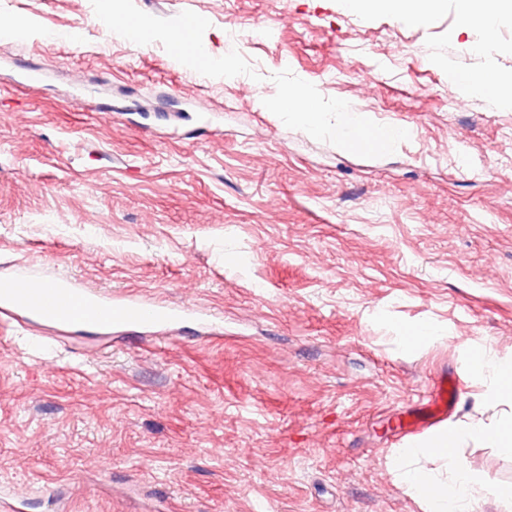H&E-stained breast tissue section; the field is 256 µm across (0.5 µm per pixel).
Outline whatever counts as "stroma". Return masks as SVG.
<instances>
[{"label": "stroma", "mask_w": 512, "mask_h": 512, "mask_svg": "<svg viewBox=\"0 0 512 512\" xmlns=\"http://www.w3.org/2000/svg\"><path fill=\"white\" fill-rule=\"evenodd\" d=\"M1 17L18 31L0 33V278L44 268L224 333L0 315V486L24 512H425L391 443L435 376L462 385L449 422L512 413L465 371L476 346L512 360V107L449 94L446 70L512 80V17L490 36L457 0L417 24L343 0H0ZM189 18L212 64L173 44ZM231 20L270 35L231 44ZM291 86L324 134L279 111ZM340 102L407 134L340 149ZM420 324L439 337L415 347ZM458 452L512 484V447Z\"/></svg>", "instance_id": "1"}]
</instances>
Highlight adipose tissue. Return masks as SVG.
Listing matches in <instances>:
<instances>
[{"label": "adipose tissue", "mask_w": 512, "mask_h": 512, "mask_svg": "<svg viewBox=\"0 0 512 512\" xmlns=\"http://www.w3.org/2000/svg\"><path fill=\"white\" fill-rule=\"evenodd\" d=\"M443 0H347L346 6L354 12L380 8L412 21H419L439 10ZM512 16V0H459L458 19L461 26L481 24L487 33H494L502 19ZM336 143L339 148L350 149L372 139L373 150L383 155L391 151L403 134L388 127L369 128L366 116L351 105L337 104ZM463 431L462 426L450 427L428 445L404 448L403 456L423 453L447 458L450 470L441 478L421 470H410L404 475L408 491L424 502L428 512H466L473 493L480 492L512 501V486H504L488 478L477 477L469 462L452 453Z\"/></svg>", "instance_id": "obj_1"}]
</instances>
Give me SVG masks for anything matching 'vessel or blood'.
<instances>
[{"label": "vessel or blood", "instance_id": "vessel-or-blood-1", "mask_svg": "<svg viewBox=\"0 0 512 512\" xmlns=\"http://www.w3.org/2000/svg\"><path fill=\"white\" fill-rule=\"evenodd\" d=\"M0 310L25 314L27 319L51 326L108 330L168 327L190 321L215 324L216 315H200L188 305L157 304L125 293L83 287L70 277H33L20 273L0 279ZM460 394L458 383L438 378L421 398L412 428H426L447 417Z\"/></svg>", "mask_w": 512, "mask_h": 512}]
</instances>
